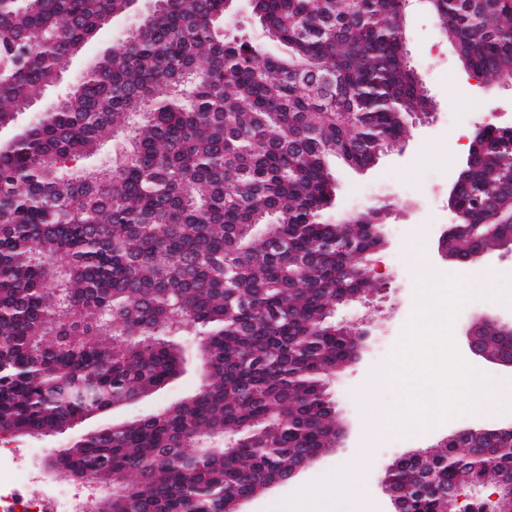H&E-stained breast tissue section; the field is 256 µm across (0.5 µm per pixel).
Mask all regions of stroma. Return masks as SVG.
<instances>
[{"instance_id":"stroma-1","label":"stroma","mask_w":512,"mask_h":512,"mask_svg":"<svg viewBox=\"0 0 512 512\" xmlns=\"http://www.w3.org/2000/svg\"><path fill=\"white\" fill-rule=\"evenodd\" d=\"M129 23L128 17L121 16L103 27L74 59L66 78L37 93V108L51 107L64 97L83 70L117 46ZM403 28L410 62L433 100L432 115L427 121L410 126L400 145L381 153L370 167L354 169L335 159L330 162L336 177V206L329 210V220H336L342 212L362 211L378 201L390 204L382 218L384 245L368 269L371 278L385 284V291L370 302L337 307L334 313L336 322L359 321L366 331L358 358L329 384L336 403V422L343 434L334 451L323 454L290 482L244 504V512H286L290 503L301 500L325 475L340 468L360 473L357 481L343 487L346 498L372 501L375 512H394L380 478L397 458L434 447L461 429L494 427L505 420L498 413L474 416L461 411L451 420L424 430L402 427L373 443L366 456L358 454L360 430L372 407L395 408L407 393L406 388L397 385H381L367 392L362 388V380L382 371L393 360L415 316V250H424L435 272L444 274L452 267L451 262L440 257L437 245L441 227L454 220L448 207V185L467 156L465 150L457 148L455 135L462 130L474 132L477 126L489 121L512 126V86L500 83L488 93H481L475 80L459 64L453 46L443 36L425 0H410ZM491 265L502 272L496 284L497 293L467 297L452 327L456 344H463L464 328L475 313L491 307L503 316L512 315V304L505 302L506 296L512 295V257L493 258ZM196 343L195 337L183 338L188 356L185 371L179 377L135 404L86 420L76 426L75 432L80 434L106 422L151 414L191 398L202 384L194 354ZM69 439L66 433L47 439L1 438L0 469L11 473L15 482H30L35 490H42L44 482L39 475L50 453Z\"/></svg>"}]
</instances>
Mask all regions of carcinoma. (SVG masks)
I'll return each instance as SVG.
<instances>
[{
	"instance_id": "cac0c4a2",
	"label": "carcinoma",
	"mask_w": 512,
	"mask_h": 512,
	"mask_svg": "<svg viewBox=\"0 0 512 512\" xmlns=\"http://www.w3.org/2000/svg\"><path fill=\"white\" fill-rule=\"evenodd\" d=\"M132 0H0V128L59 83ZM233 0H155L51 112L0 146V429L32 438L134 403L177 377V339L201 343L203 384L152 415L91 430L58 452L59 476L112 473L95 512H235L277 472L334 448L327 385L360 337L331 321L377 287L381 247L325 222L329 159L373 164L431 111L408 63L402 0H250L262 44L224 34ZM467 71L512 73V0H434ZM487 153L453 202L460 226L512 211L509 135L476 130ZM126 149L96 169L108 140ZM478 448L455 440L392 464L404 512H457L458 492L512 500V429ZM208 452L189 453L187 449Z\"/></svg>"
}]
</instances>
